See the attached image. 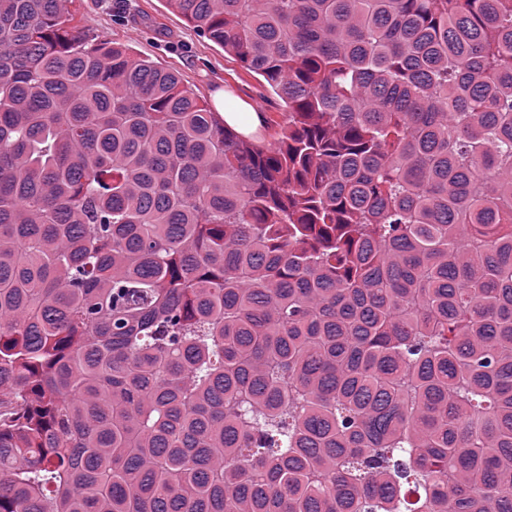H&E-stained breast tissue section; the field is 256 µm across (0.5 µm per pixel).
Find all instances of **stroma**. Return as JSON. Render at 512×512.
Wrapping results in <instances>:
<instances>
[{"instance_id":"stroma-1","label":"stroma","mask_w":512,"mask_h":512,"mask_svg":"<svg viewBox=\"0 0 512 512\" xmlns=\"http://www.w3.org/2000/svg\"><path fill=\"white\" fill-rule=\"evenodd\" d=\"M83 25L101 39L125 45L134 55L178 72L203 98L224 88L277 123L286 120L279 98L263 79L198 34L166 0H78Z\"/></svg>"}]
</instances>
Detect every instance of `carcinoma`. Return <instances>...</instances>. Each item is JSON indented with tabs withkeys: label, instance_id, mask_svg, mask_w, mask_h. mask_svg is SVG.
Masks as SVG:
<instances>
[{
	"label": "carcinoma",
	"instance_id": "1",
	"mask_svg": "<svg viewBox=\"0 0 512 512\" xmlns=\"http://www.w3.org/2000/svg\"><path fill=\"white\" fill-rule=\"evenodd\" d=\"M0 0V512H512V0H167L273 141Z\"/></svg>",
	"mask_w": 512,
	"mask_h": 512
}]
</instances>
